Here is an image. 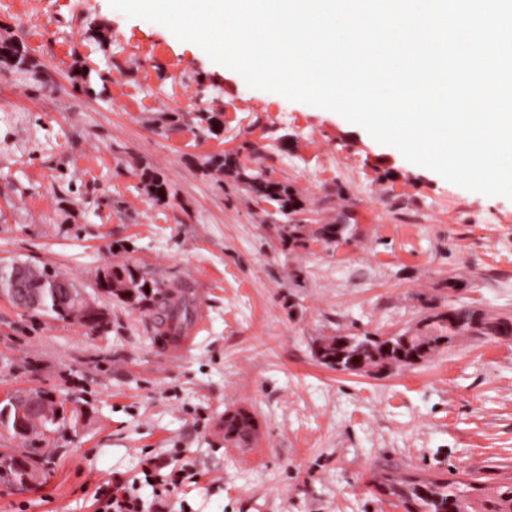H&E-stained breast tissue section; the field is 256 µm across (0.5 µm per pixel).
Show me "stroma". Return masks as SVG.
<instances>
[{
	"label": "stroma",
	"instance_id": "35a3bbf8",
	"mask_svg": "<svg viewBox=\"0 0 512 512\" xmlns=\"http://www.w3.org/2000/svg\"><path fill=\"white\" fill-rule=\"evenodd\" d=\"M1 34L32 46L37 71L0 72L31 104L0 123V269L69 277L105 322L93 333L0 293V398L37 389L75 411L36 452L0 426V452L42 468L28 487L0 479V512H93L98 485L149 458L189 478L160 503L142 487L146 512H402L384 475L470 474L489 489L512 475V340L464 336L357 374L315 356L326 337L416 327L434 301L512 318V200L249 88L109 0H0ZM85 69L103 94L80 89ZM227 150L293 185L305 223L353 216L349 243L284 246L294 218L210 166ZM147 171L163 200L146 195ZM113 264L150 285L197 277L208 321L187 355L155 346L152 301L100 289ZM237 410L254 421L242 446L220 426Z\"/></svg>",
	"mask_w": 512,
	"mask_h": 512
}]
</instances>
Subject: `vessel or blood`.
Segmentation results:
<instances>
[{"mask_svg":"<svg viewBox=\"0 0 512 512\" xmlns=\"http://www.w3.org/2000/svg\"><path fill=\"white\" fill-rule=\"evenodd\" d=\"M179 298L186 302L191 311L187 321L170 319L167 309L162 307L156 308L152 315L153 328L158 332L157 341L172 357L188 352L193 347L197 334L207 323V313L192 289H183Z\"/></svg>","mask_w":512,"mask_h":512,"instance_id":"1","label":"vessel or blood"}]
</instances>
